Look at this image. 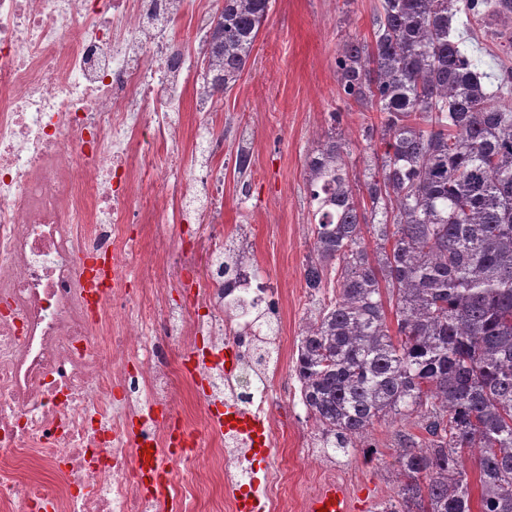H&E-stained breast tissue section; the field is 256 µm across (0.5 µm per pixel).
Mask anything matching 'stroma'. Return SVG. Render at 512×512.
Returning <instances> with one entry per match:
<instances>
[{"label":"stroma","instance_id":"1","mask_svg":"<svg viewBox=\"0 0 512 512\" xmlns=\"http://www.w3.org/2000/svg\"><path fill=\"white\" fill-rule=\"evenodd\" d=\"M379 0H271L270 10L257 36L240 78L207 116H198L194 97H187L180 115L185 123V144L177 164L182 174L196 167V140L207 134L224 136V153L212 166L224 172L222 208L224 238L245 237L247 262L276 291L284 336L283 366L274 376L275 387L287 388L290 400L281 412L288 418L285 432L277 434L270 459H255L254 470L278 468L283 475V512H306V505L328 481L347 485L353 496L363 497L366 512H380L397 501L398 453L396 434L406 426L394 420L374 425L367 438L371 451L331 455L319 448L315 427L300 402L293 366L300 330L311 312L329 304L336 291L323 289L310 296L304 288L302 265L311 235L304 165L307 154L322 140L329 114L342 113V126L350 134L347 158L353 172H362L366 156L363 127L379 122L380 115L359 105L344 107L336 77V57L351 37L372 39V20ZM464 48L481 70L496 76L501 64L512 66V43L477 29ZM252 142L251 165L235 170L241 136ZM190 247L174 240L146 238L145 249L168 271L170 294L177 288L185 266H195L198 281H205L213 249L209 218L197 214Z\"/></svg>","mask_w":512,"mask_h":512}]
</instances>
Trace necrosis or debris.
<instances>
[{
  "label": "necrosis or debris",
  "mask_w": 512,
  "mask_h": 512,
  "mask_svg": "<svg viewBox=\"0 0 512 512\" xmlns=\"http://www.w3.org/2000/svg\"><path fill=\"white\" fill-rule=\"evenodd\" d=\"M183 0H0V512H194L220 480L280 508L278 475L258 482L252 448L224 423L231 400L275 427L280 338L272 298L252 276L224 290L213 231L205 292L182 303L141 236L182 237L187 200L167 163L190 64L165 32ZM162 190L155 223L141 178ZM264 313L224 317V297ZM232 348L233 369L212 358ZM211 389L178 418V378ZM211 461L209 473L200 455Z\"/></svg>",
  "instance_id": "necrosis-or-debris-1"
}]
</instances>
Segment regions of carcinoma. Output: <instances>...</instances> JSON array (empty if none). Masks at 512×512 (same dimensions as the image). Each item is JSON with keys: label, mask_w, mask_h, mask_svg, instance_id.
Segmentation results:
<instances>
[{"label": "carcinoma", "mask_w": 512, "mask_h": 512, "mask_svg": "<svg viewBox=\"0 0 512 512\" xmlns=\"http://www.w3.org/2000/svg\"><path fill=\"white\" fill-rule=\"evenodd\" d=\"M269 9L224 0L208 17L207 31H224L205 35L208 97L236 84ZM459 13L481 22L512 0H380L374 42L351 38L336 58L343 103L382 117L362 129L366 201L341 112L306 157L303 280L312 296L336 288L294 364L319 447L346 455L389 418L426 433L398 435L400 501L382 512H472L465 455L477 458L480 512H512V68L487 89Z\"/></svg>", "instance_id": "cac0c4a2"}]
</instances>
